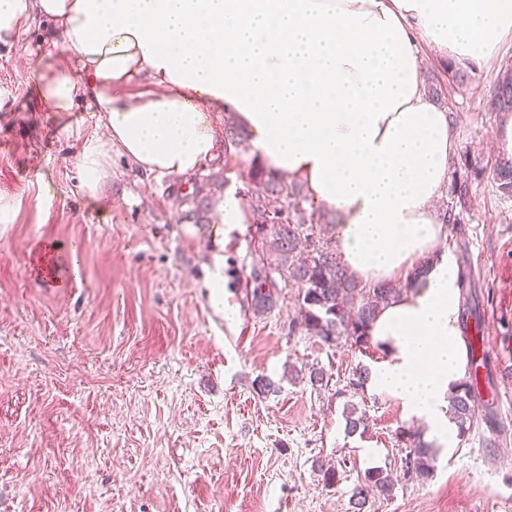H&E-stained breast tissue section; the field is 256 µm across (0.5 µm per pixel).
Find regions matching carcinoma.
Wrapping results in <instances>:
<instances>
[{
  "label": "carcinoma",
  "instance_id": "cac0c4a2",
  "mask_svg": "<svg viewBox=\"0 0 512 512\" xmlns=\"http://www.w3.org/2000/svg\"><path fill=\"white\" fill-rule=\"evenodd\" d=\"M491 107L495 112L512 114L511 65L499 71ZM224 136L229 147L247 150L246 134L235 122L224 123ZM240 178L252 217L251 239L258 247L248 276L253 312L262 316L270 313L277 306L279 285L291 283L298 288V314L308 335L327 346L344 341L360 350L370 348V328L381 309L418 282L429 260H424L414 277L405 282L365 284L342 264L331 243L320 237L317 226L331 224L333 219L314 207L301 189H288L280 177L256 158ZM495 180L503 193L512 196V159L503 158L496 164ZM225 186L217 175L208 176L206 194L191 199L190 212L196 223L208 222L209 198L222 192ZM460 322L469 349V364L465 377L451 394L448 413L458 434L463 436L473 425L476 401L482 397V389L492 388L495 380L480 336L477 305L468 298L462 304ZM368 380V369L357 366L347 377L346 387L359 391ZM344 416L347 435L363 436L368 432L367 419L358 413L355 404H346ZM400 436L407 448L404 457L407 472L423 477L432 475L436 462L433 445L415 431H402ZM393 488L388 471H366L352 489L353 512H367L374 496H389Z\"/></svg>",
  "mask_w": 512,
  "mask_h": 512
}]
</instances>
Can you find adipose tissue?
Listing matches in <instances>:
<instances>
[{
    "label": "adipose tissue",
    "instance_id": "adipose-tissue-1",
    "mask_svg": "<svg viewBox=\"0 0 512 512\" xmlns=\"http://www.w3.org/2000/svg\"><path fill=\"white\" fill-rule=\"evenodd\" d=\"M35 13L65 49L35 67L44 105L67 112L90 97L104 130L79 160L87 191L114 149L146 173L192 175L223 154L228 110L253 157L341 215L339 255L359 280L403 281L432 259L371 327L386 357L370 384L450 449L447 397L464 358L434 204L454 141L426 94L422 49L458 64L491 58L512 32V0H0V37ZM142 74L151 89L125 95Z\"/></svg>",
    "mask_w": 512,
    "mask_h": 512
}]
</instances>
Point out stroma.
Wrapping results in <instances>:
<instances>
[{
    "label": "stroma",
    "mask_w": 512,
    "mask_h": 512,
    "mask_svg": "<svg viewBox=\"0 0 512 512\" xmlns=\"http://www.w3.org/2000/svg\"><path fill=\"white\" fill-rule=\"evenodd\" d=\"M63 51L43 17L0 41V512H351L372 468L396 483L369 512H512V196L496 188L505 118L488 106L512 34L482 62L425 52V86L455 139L437 207L460 221L439 248L471 275L464 290L503 396L493 423L475 418L427 478L404 476L397 438L423 423L387 394L343 392L352 368H378L381 348L309 336L292 285L254 314L239 286L249 225L223 229L215 208L207 223L187 219L205 176L236 180L246 154L183 178L144 174L115 152L99 193L83 188L79 158L102 134L95 105L47 111L31 74ZM51 240L79 243V279L35 276V245ZM312 366L325 386L298 378ZM262 378L273 388L261 396ZM350 402L366 413L365 436L345 433ZM322 462L338 483L324 482Z\"/></svg>",
    "instance_id": "35a3bbf8"
}]
</instances>
